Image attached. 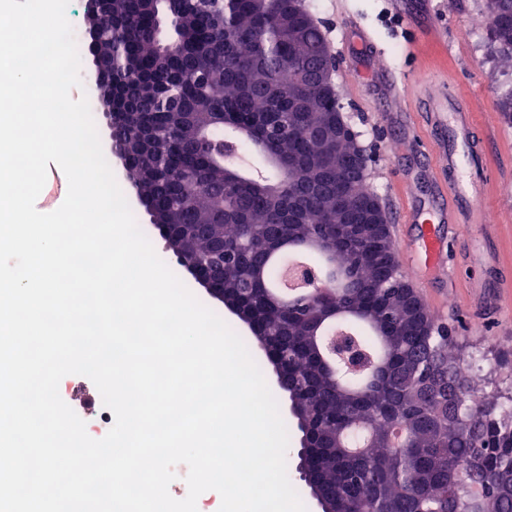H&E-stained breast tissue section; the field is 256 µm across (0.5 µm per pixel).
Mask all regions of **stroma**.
I'll return each instance as SVG.
<instances>
[{
    "label": "stroma",
    "mask_w": 512,
    "mask_h": 512,
    "mask_svg": "<svg viewBox=\"0 0 512 512\" xmlns=\"http://www.w3.org/2000/svg\"><path fill=\"white\" fill-rule=\"evenodd\" d=\"M304 3L308 12L321 21L324 33L339 30L340 16L346 11L360 17L366 25L362 31L344 32L340 44L335 46L339 66L334 81L343 110L370 156L365 187L379 195L388 207L400 197L402 181H409L412 194L425 203L432 198V188L417 157L416 131L422 122L416 116L384 106L383 76L401 64L403 19H410L418 34L432 19L443 17L448 21L445 44L428 43L415 65L435 74V90L458 88L471 95L477 119L490 133L487 153L496 172L491 210L501 226L486 233L467 227L452 232L447 225H439L438 232L446 243L448 274L443 278L423 277V286L416 294L424 306L432 307L433 302H440V309L434 312L436 320L447 327L455 344L473 353L472 379L476 391L484 398H492L496 389L512 386V294H505L488 276L484 277L482 287L476 289L462 287L458 278L479 257L495 254L512 264V118L497 107L502 94L512 88V64L504 63L487 38L473 43L460 35L465 25L486 22V0H400L401 9L397 12L390 9L387 0H304ZM110 168L138 226L160 259L175 269L177 277L199 302L215 312L244 341L278 401L288 430L289 481L307 512H320L308 485L296 471L301 433L291 413L288 394L279 388L262 346L247 325L197 284L185 268L179 267L176 256L139 205L122 164L114 159ZM59 394L85 421L90 437L100 439L108 433V426L99 420V392L89 378L76 374L65 376L59 384Z\"/></svg>",
    "instance_id": "1"
}]
</instances>
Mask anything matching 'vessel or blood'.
<instances>
[{
    "mask_svg": "<svg viewBox=\"0 0 512 512\" xmlns=\"http://www.w3.org/2000/svg\"><path fill=\"white\" fill-rule=\"evenodd\" d=\"M434 81V75L426 71H392L386 76L392 104L417 109L426 128L446 124L453 133L449 143L426 137L419 153L436 184L434 199L427 204L410 201L398 206L395 213L396 224L416 225L420 262L431 274L441 275L447 265L445 242L437 227L447 223L486 227L492 172L486 152L487 132L476 120L468 93L444 91L416 101L401 91L408 83L421 90Z\"/></svg>",
    "mask_w": 512,
    "mask_h": 512,
    "instance_id": "b4317fda",
    "label": "vessel or blood"
}]
</instances>
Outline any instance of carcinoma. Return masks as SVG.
<instances>
[{
  "label": "carcinoma",
  "instance_id": "1",
  "mask_svg": "<svg viewBox=\"0 0 512 512\" xmlns=\"http://www.w3.org/2000/svg\"><path fill=\"white\" fill-rule=\"evenodd\" d=\"M160 9L179 29L165 50L143 35ZM488 38L512 56V4L488 14ZM88 29L102 32L94 54L120 67L140 60L118 90L123 115L112 134L129 152L128 180L153 204L152 223L187 268L213 244L251 247L224 267V295L295 355L289 372L298 427L310 429L322 481L323 512H512V405H485L459 374L462 361L409 284L393 280L389 228L353 240L330 212L336 193L355 203L371 196L344 149L341 167H324L336 147L327 88L308 81L321 31L291 0H108ZM221 127L249 141L271 168L247 172L237 156L209 144ZM303 244L334 268L332 284L305 299L273 293L270 258ZM354 319L371 363L357 374L331 363L325 330Z\"/></svg>",
  "mask_w": 512,
  "mask_h": 512
}]
</instances>
